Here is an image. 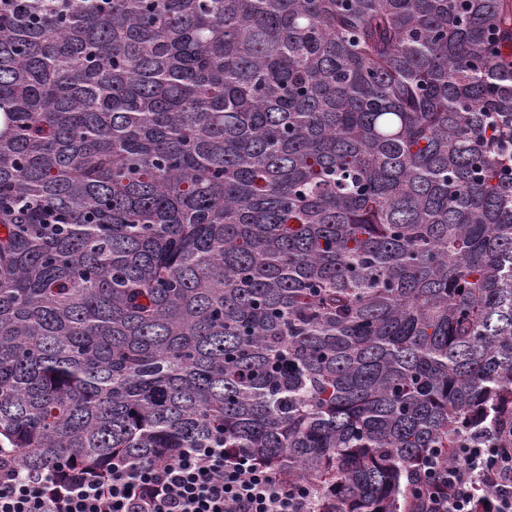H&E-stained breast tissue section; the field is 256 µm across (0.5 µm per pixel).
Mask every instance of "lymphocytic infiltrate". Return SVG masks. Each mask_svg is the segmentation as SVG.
<instances>
[{
	"instance_id": "lymphocytic-infiltrate-1",
	"label": "lymphocytic infiltrate",
	"mask_w": 512,
	"mask_h": 512,
	"mask_svg": "<svg viewBox=\"0 0 512 512\" xmlns=\"http://www.w3.org/2000/svg\"><path fill=\"white\" fill-rule=\"evenodd\" d=\"M316 491L216 448H190L172 461L113 465L96 474L67 468L62 482L21 473L0 454V512H311ZM411 512H512V425L457 451L449 464L430 451L412 491Z\"/></svg>"
}]
</instances>
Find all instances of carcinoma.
Wrapping results in <instances>:
<instances>
[{
    "label": "carcinoma",
    "instance_id": "cac0c4a2",
    "mask_svg": "<svg viewBox=\"0 0 512 512\" xmlns=\"http://www.w3.org/2000/svg\"><path fill=\"white\" fill-rule=\"evenodd\" d=\"M512 419V0H0V448H222L408 512Z\"/></svg>",
    "mask_w": 512,
    "mask_h": 512
}]
</instances>
